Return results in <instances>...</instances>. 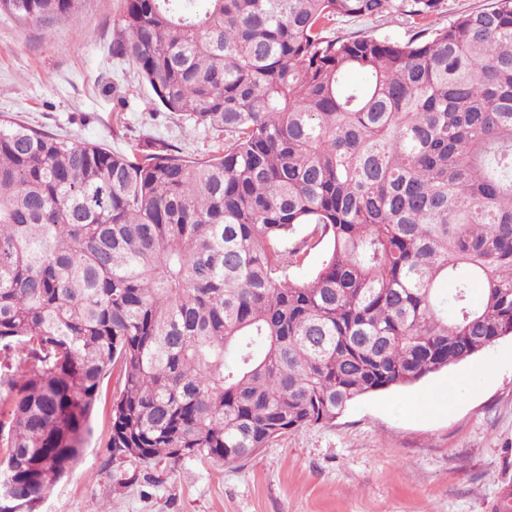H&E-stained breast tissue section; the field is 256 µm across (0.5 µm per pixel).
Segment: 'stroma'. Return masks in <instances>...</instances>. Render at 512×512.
<instances>
[{"instance_id": "obj_1", "label": "stroma", "mask_w": 512, "mask_h": 512, "mask_svg": "<svg viewBox=\"0 0 512 512\" xmlns=\"http://www.w3.org/2000/svg\"><path fill=\"white\" fill-rule=\"evenodd\" d=\"M123 0H82L45 23L0 14V117L125 153L164 147L202 159L217 133L157 109L112 56ZM406 19L339 20L340 37L406 39ZM494 376L448 405V371L352 404L242 462L115 463L108 442L116 372L104 378L80 462L36 512H512V336L478 356ZM430 393L437 408L415 407Z\"/></svg>"}]
</instances>
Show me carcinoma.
Returning a JSON list of instances; mask_svg holds the SVG:
<instances>
[{
  "label": "carcinoma",
  "instance_id": "cac0c4a2",
  "mask_svg": "<svg viewBox=\"0 0 512 512\" xmlns=\"http://www.w3.org/2000/svg\"><path fill=\"white\" fill-rule=\"evenodd\" d=\"M124 2L112 57L227 139L138 155L0 121V512L79 461L111 368L112 460L233 463L512 335V0L407 40L332 23L442 0Z\"/></svg>",
  "mask_w": 512,
  "mask_h": 512
}]
</instances>
